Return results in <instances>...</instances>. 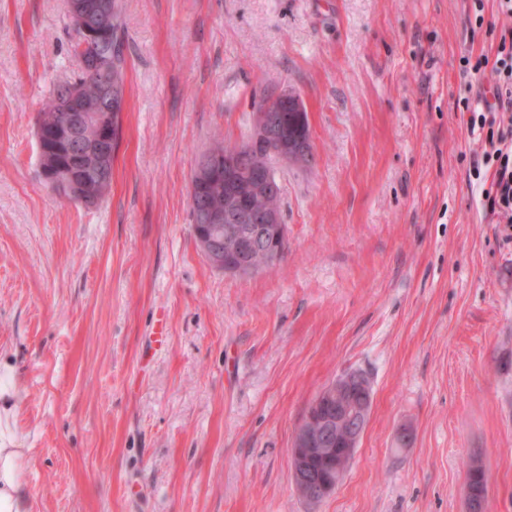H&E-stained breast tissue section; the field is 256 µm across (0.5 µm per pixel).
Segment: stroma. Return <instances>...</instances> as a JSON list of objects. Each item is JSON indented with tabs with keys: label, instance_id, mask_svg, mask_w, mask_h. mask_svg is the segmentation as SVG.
I'll return each mask as SVG.
<instances>
[{
	"label": "stroma",
	"instance_id": "1",
	"mask_svg": "<svg viewBox=\"0 0 512 512\" xmlns=\"http://www.w3.org/2000/svg\"><path fill=\"white\" fill-rule=\"evenodd\" d=\"M126 108L92 209L42 180L35 117L79 68L66 0H0V421L29 512H512V241L469 175L472 0H119ZM302 100L315 162H273L288 247L209 266L188 180L257 104ZM363 372L338 488L295 489L294 431Z\"/></svg>",
	"mask_w": 512,
	"mask_h": 512
}]
</instances>
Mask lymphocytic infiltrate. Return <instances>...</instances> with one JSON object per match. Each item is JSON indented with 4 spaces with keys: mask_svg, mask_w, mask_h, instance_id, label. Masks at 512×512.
I'll return each instance as SVG.
<instances>
[{
    "mask_svg": "<svg viewBox=\"0 0 512 512\" xmlns=\"http://www.w3.org/2000/svg\"><path fill=\"white\" fill-rule=\"evenodd\" d=\"M473 19L475 28H487L497 34L495 60L485 55L465 54L460 58L464 75L481 76L485 70H493L494 84L480 90L478 96L482 108H473L469 98L458 99L454 108L466 113L469 130L480 131L485 148L473 155L470 169L474 176L483 170H491L490 182L481 186V207L492 223L503 225L512 231V28L497 29L494 23L486 22L483 0H474Z\"/></svg>",
    "mask_w": 512,
    "mask_h": 512,
    "instance_id": "lymphocytic-infiltrate-1",
    "label": "lymphocytic infiltrate"
}]
</instances>
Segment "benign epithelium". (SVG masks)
Returning <instances> with one entry per match:
<instances>
[{"instance_id":"7a95c632","label":"benign epithelium","mask_w":512,"mask_h":512,"mask_svg":"<svg viewBox=\"0 0 512 512\" xmlns=\"http://www.w3.org/2000/svg\"><path fill=\"white\" fill-rule=\"evenodd\" d=\"M75 40L90 43L112 14V0H66ZM125 109L124 92L107 81L90 102L73 80L58 99V111L40 113L36 136L42 146L41 166L47 185L62 199L85 208L97 207L112 186L113 127L110 116ZM308 124L299 97L283 91L268 112L254 113L245 146L222 155L208 154L195 163L189 182L192 206H202L204 223L194 225L197 245L208 264L236 277H250L267 261H277L288 241V226L275 205L259 207L258 199L276 200L282 186L271 166L277 159L309 167L311 136L297 135ZM372 407L367 377L359 371L338 376L310 404L293 436L292 470L298 493L315 502L340 484L355 455Z\"/></svg>"}]
</instances>
